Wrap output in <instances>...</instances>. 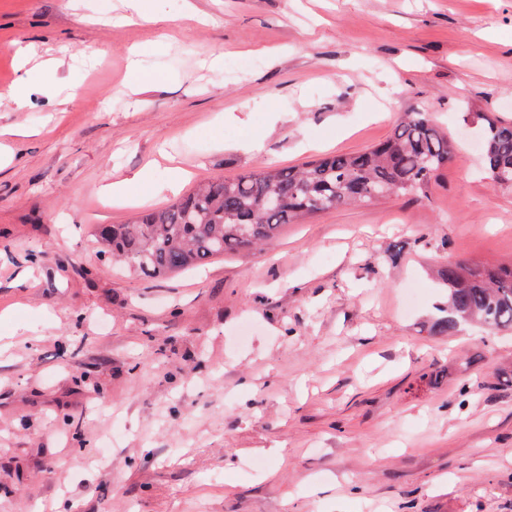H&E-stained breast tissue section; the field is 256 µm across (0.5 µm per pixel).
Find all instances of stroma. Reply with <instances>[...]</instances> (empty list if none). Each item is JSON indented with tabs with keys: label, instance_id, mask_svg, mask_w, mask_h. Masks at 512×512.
I'll return each instance as SVG.
<instances>
[{
	"label": "stroma",
	"instance_id": "1",
	"mask_svg": "<svg viewBox=\"0 0 512 512\" xmlns=\"http://www.w3.org/2000/svg\"><path fill=\"white\" fill-rule=\"evenodd\" d=\"M143 6L0 0V512H512V331L435 329L441 266L512 264V186L461 136L512 120V0ZM19 44L64 55L71 97L26 86ZM406 112L459 139L423 194L164 280L93 242Z\"/></svg>",
	"mask_w": 512,
	"mask_h": 512
}]
</instances>
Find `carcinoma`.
<instances>
[{"label": "carcinoma", "mask_w": 512, "mask_h": 512, "mask_svg": "<svg viewBox=\"0 0 512 512\" xmlns=\"http://www.w3.org/2000/svg\"><path fill=\"white\" fill-rule=\"evenodd\" d=\"M477 119L486 170L494 183L512 185V123L494 112ZM454 151L430 113L409 112L384 141L365 150L325 155L301 168L260 165L209 181L126 224H99L95 235L103 253L138 274L172 276L226 253L271 247L285 225L324 210L419 193ZM440 279L448 288V315L439 333L469 321L512 330V265L455 263Z\"/></svg>", "instance_id": "obj_1"}]
</instances>
